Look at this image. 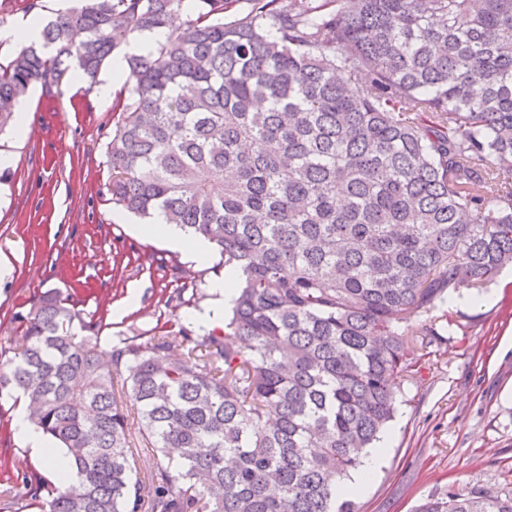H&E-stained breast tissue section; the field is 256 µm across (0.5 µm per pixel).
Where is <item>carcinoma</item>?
I'll use <instances>...</instances> for the list:
<instances>
[{
    "instance_id": "carcinoma-1",
    "label": "carcinoma",
    "mask_w": 512,
    "mask_h": 512,
    "mask_svg": "<svg viewBox=\"0 0 512 512\" xmlns=\"http://www.w3.org/2000/svg\"><path fill=\"white\" fill-rule=\"evenodd\" d=\"M195 2L74 0L0 62L1 131L35 84L93 87L126 39L167 30L125 56L108 191L240 273L224 329L108 351L68 296H40L0 397L26 400L72 473L13 486L18 512H356L336 481L448 343L431 312L512 265V0ZM125 401L160 480L130 462ZM415 512H512V495Z\"/></svg>"
}]
</instances>
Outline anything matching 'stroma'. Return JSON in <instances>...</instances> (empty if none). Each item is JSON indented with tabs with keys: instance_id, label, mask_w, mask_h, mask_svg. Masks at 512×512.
Wrapping results in <instances>:
<instances>
[{
	"instance_id": "obj_1",
	"label": "stroma",
	"mask_w": 512,
	"mask_h": 512,
	"mask_svg": "<svg viewBox=\"0 0 512 512\" xmlns=\"http://www.w3.org/2000/svg\"><path fill=\"white\" fill-rule=\"evenodd\" d=\"M21 110L27 136L0 134V151L12 157L0 169V363L13 355L22 316L53 288L100 323L105 351L165 323L203 329L197 315L224 267L219 257L200 265L140 235V219L112 204L111 100L68 76L36 85ZM132 291L136 305L113 318V305ZM484 293L478 299L464 288L446 304L453 334L405 383L382 461L355 497L359 512H413L450 489L512 493V282L495 277ZM16 411L13 400L0 402V512L10 509L4 490L23 478L55 479L16 439Z\"/></svg>"
}]
</instances>
